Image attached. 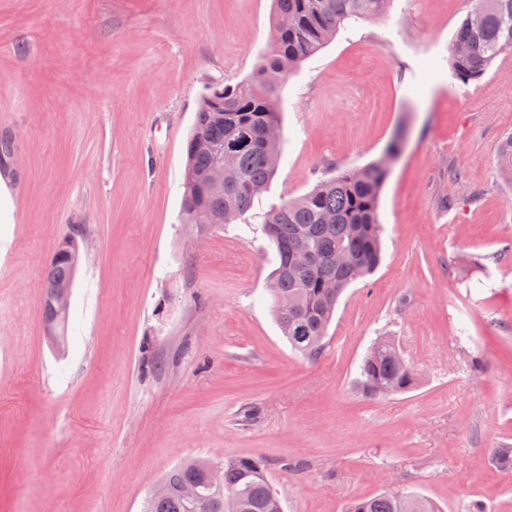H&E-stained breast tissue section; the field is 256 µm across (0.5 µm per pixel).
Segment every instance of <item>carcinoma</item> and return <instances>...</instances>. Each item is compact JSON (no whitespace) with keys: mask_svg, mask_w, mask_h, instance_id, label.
Segmentation results:
<instances>
[{"mask_svg":"<svg viewBox=\"0 0 512 512\" xmlns=\"http://www.w3.org/2000/svg\"><path fill=\"white\" fill-rule=\"evenodd\" d=\"M273 41L255 74L235 85L214 88L200 100L186 145L182 198L185 224H235L250 210L274 176L281 155L279 93L287 74L332 41L347 22L389 13L391 0H274ZM512 53V0H478L457 27L449 46L454 77L480 80L497 59ZM402 142L392 139L376 161L324 176L303 196L272 206L261 231L276 254L270 296L276 322L292 351L316 360L327 344L336 306L345 290L372 275L382 258L379 200L391 162ZM231 159L236 178L216 186L208 175L219 155ZM500 178L512 185V133L498 146ZM309 250L300 268L295 254ZM52 279L71 280L69 263L53 262ZM360 384L372 396L405 393L416 384L413 369L391 336L377 337L360 365ZM223 469L224 485L208 483L209 470ZM199 490V512H283L264 464L256 457L215 464L193 459L172 468L146 501L143 512H192L184 490ZM347 512H439L417 495L383 492L352 502Z\"/></svg>","mask_w":512,"mask_h":512,"instance_id":"cac0c4a2","label":"carcinoma"}]
</instances>
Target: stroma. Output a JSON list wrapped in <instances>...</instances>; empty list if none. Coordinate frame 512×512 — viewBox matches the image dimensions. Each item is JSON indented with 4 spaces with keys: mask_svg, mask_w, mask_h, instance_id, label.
<instances>
[{
    "mask_svg": "<svg viewBox=\"0 0 512 512\" xmlns=\"http://www.w3.org/2000/svg\"><path fill=\"white\" fill-rule=\"evenodd\" d=\"M476 0H392L281 86L284 155L240 223L181 221L186 141L209 89L253 76L273 0H0V512H142L175 465L261 459L284 512L381 492L512 512V69L453 76ZM407 140L379 203L382 262L340 299L321 356L271 312L257 227L322 175ZM77 233L61 342L43 276ZM392 336L415 387L369 396ZM482 370H474L473 360ZM496 166L500 178L508 185H512V133L505 134L498 146Z\"/></svg>",
    "mask_w": 512,
    "mask_h": 512,
    "instance_id": "obj_1",
    "label": "stroma"
}]
</instances>
